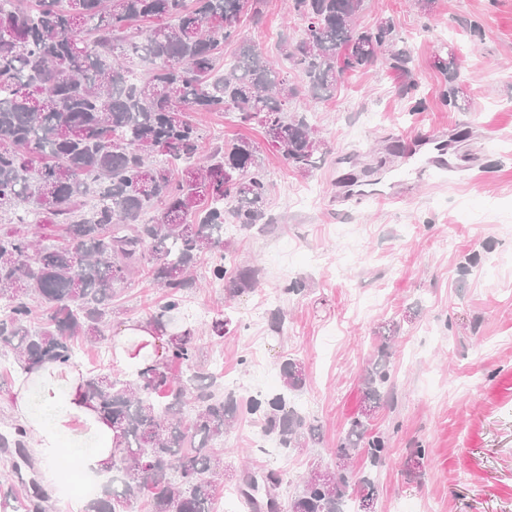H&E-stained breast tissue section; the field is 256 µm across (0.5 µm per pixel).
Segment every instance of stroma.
Instances as JSON below:
<instances>
[{"label": "stroma", "mask_w": 512, "mask_h": 512, "mask_svg": "<svg viewBox=\"0 0 512 512\" xmlns=\"http://www.w3.org/2000/svg\"><path fill=\"white\" fill-rule=\"evenodd\" d=\"M382 17L394 20L412 74L357 72L328 101L296 102L323 143L311 173L288 167L259 128L204 115L205 144L241 132L260 141L275 223L235 238L255 288L230 298L205 285L185 308L212 318L228 304L234 322L224 338L200 323V358L223 353L225 374L241 383L289 357L303 363L297 400L321 440L282 450L291 490L314 465L333 466L343 426L360 409L363 369L380 337L393 336L394 401L372 422L393 448L377 470L375 512L397 500L424 512H512V0H436L427 15L411 0H364L358 24ZM239 30L278 63L282 37L300 39L303 25L287 17L285 0H265L261 22L242 18ZM447 45L471 74L453 108L441 103L446 80L434 66ZM412 76L414 97L399 95ZM416 133L445 142L447 171L417 177L423 161L405 158L399 141ZM360 189L368 200H346ZM293 282L297 291L284 293ZM263 291L278 300L261 310ZM149 299L146 282L133 279L113 301L109 331L142 317ZM417 442L428 448L420 465L410 459ZM224 459L232 491L263 456L236 427L224 436Z\"/></svg>", "instance_id": "stroma-1"}]
</instances>
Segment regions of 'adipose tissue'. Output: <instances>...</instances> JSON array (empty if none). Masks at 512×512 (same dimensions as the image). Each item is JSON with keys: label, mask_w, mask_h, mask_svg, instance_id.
<instances>
[{"label": "adipose tissue", "mask_w": 512, "mask_h": 512, "mask_svg": "<svg viewBox=\"0 0 512 512\" xmlns=\"http://www.w3.org/2000/svg\"><path fill=\"white\" fill-rule=\"evenodd\" d=\"M168 336L144 318L125 322L113 338V359L128 374H138L162 361ZM9 405L47 467H54L65 452L78 461L88 479L106 474L115 432L88 398L80 370L54 363L19 366Z\"/></svg>", "instance_id": "adipose-tissue-1"}]
</instances>
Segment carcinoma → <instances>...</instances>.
Here are the masks:
<instances>
[{
    "label": "carcinoma",
    "mask_w": 512,
    "mask_h": 512,
    "mask_svg": "<svg viewBox=\"0 0 512 512\" xmlns=\"http://www.w3.org/2000/svg\"><path fill=\"white\" fill-rule=\"evenodd\" d=\"M0 8V347L15 363L76 364V342L104 337L112 301L138 275L160 291L145 317L165 328L183 315L184 295L197 287V270L224 284L230 297L251 286L249 267L229 266L233 241L225 226L266 230V171L259 146L246 136L227 139L201 155L198 112L232 114L262 129L289 167L316 168L321 140L303 116L290 114L304 95L327 101L343 79L383 64L410 74L393 22L361 28L364 0H288L304 23L295 43L283 40L282 60L308 85L288 83L282 65L253 44L216 70L224 44L240 39L238 23L261 21L262 0H7ZM461 60L439 57L447 87L444 105H456ZM234 180H224V170ZM99 206L85 210L88 190ZM57 244L43 246L48 236ZM40 326H32L36 311ZM199 329L169 336L163 362L129 380L86 379L88 397L112 419L118 439L112 480L87 512H132L149 499L150 512H213L224 480V434L247 415L286 448L319 440L318 428L287 409L289 394L305 385L302 365L280 366L282 387L272 397L246 400L213 393L218 374L197 363ZM393 337L382 336L377 358L362 376V407L336 445V468L317 467L288 499L290 512H343L351 463L373 468L390 456V438L372 420L394 388ZM192 413H186V409ZM26 456L24 433L0 437V447ZM279 474L250 483L263 487L255 512L274 508ZM362 502L375 501V477L358 482ZM47 492L35 486L23 501L0 496V508L46 512Z\"/></svg>",
    "instance_id": "1"
}]
</instances>
